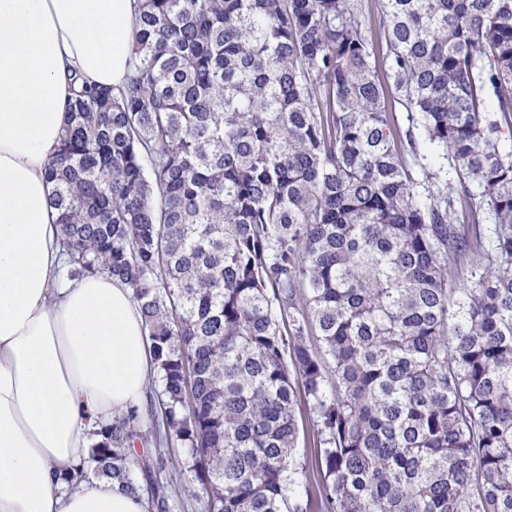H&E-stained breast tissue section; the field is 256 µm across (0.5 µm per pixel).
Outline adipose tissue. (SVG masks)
Wrapping results in <instances>:
<instances>
[{
	"label": "adipose tissue",
	"mask_w": 512,
	"mask_h": 512,
	"mask_svg": "<svg viewBox=\"0 0 512 512\" xmlns=\"http://www.w3.org/2000/svg\"><path fill=\"white\" fill-rule=\"evenodd\" d=\"M137 0H0V512H150L107 478L64 473L96 423L146 401L154 368L123 280L60 277L46 170L75 83L121 88Z\"/></svg>",
	"instance_id": "1"
}]
</instances>
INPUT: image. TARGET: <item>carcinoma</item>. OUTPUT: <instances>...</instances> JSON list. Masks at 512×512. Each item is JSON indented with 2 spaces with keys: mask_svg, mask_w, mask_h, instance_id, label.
Segmentation results:
<instances>
[{
  "mask_svg": "<svg viewBox=\"0 0 512 512\" xmlns=\"http://www.w3.org/2000/svg\"><path fill=\"white\" fill-rule=\"evenodd\" d=\"M134 24L47 179L62 278L129 285L161 386L71 479L174 512L131 453L152 439L205 512H512V0H382L378 40L355 0H138ZM300 424V441H299V455L302 459L314 466L315 454L317 448L314 445V437L316 441L315 427L313 426V414L309 411L308 407H302L298 414Z\"/></svg>",
  "mask_w": 512,
  "mask_h": 512,
  "instance_id": "1",
  "label": "carcinoma"
}]
</instances>
